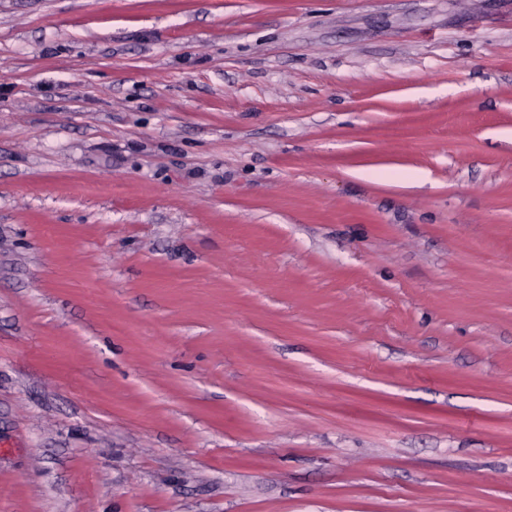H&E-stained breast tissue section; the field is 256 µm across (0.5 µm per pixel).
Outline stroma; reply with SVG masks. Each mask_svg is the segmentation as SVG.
Returning <instances> with one entry per match:
<instances>
[{"mask_svg":"<svg viewBox=\"0 0 512 512\" xmlns=\"http://www.w3.org/2000/svg\"><path fill=\"white\" fill-rule=\"evenodd\" d=\"M0 512H512V0H0Z\"/></svg>","mask_w":512,"mask_h":512,"instance_id":"35a3bbf8","label":"stroma"}]
</instances>
